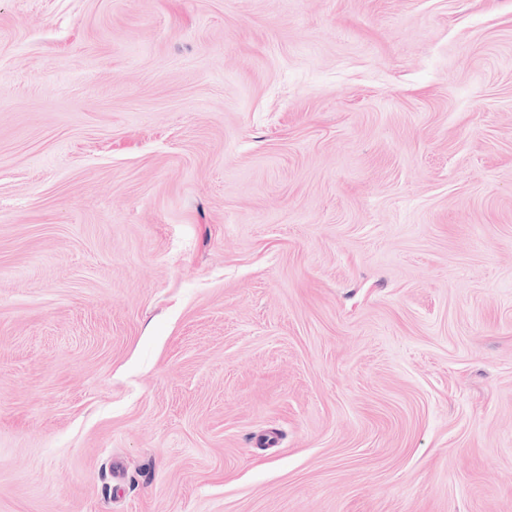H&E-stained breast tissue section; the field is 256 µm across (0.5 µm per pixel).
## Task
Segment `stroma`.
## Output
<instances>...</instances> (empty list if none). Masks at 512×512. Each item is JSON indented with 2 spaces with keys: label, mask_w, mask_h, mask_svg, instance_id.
<instances>
[{
  "label": "stroma",
  "mask_w": 512,
  "mask_h": 512,
  "mask_svg": "<svg viewBox=\"0 0 512 512\" xmlns=\"http://www.w3.org/2000/svg\"><path fill=\"white\" fill-rule=\"evenodd\" d=\"M0 512H512V0H0Z\"/></svg>",
  "instance_id": "stroma-1"
}]
</instances>
